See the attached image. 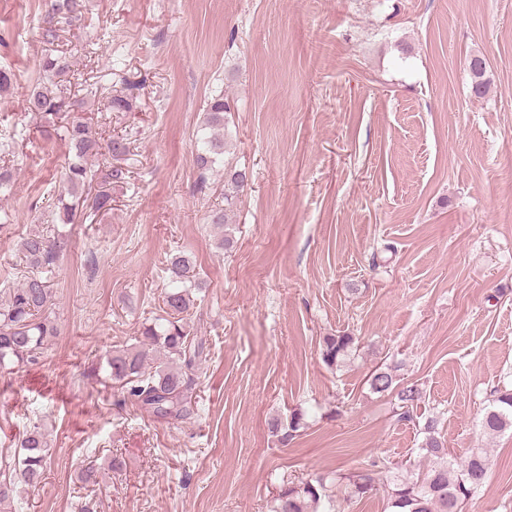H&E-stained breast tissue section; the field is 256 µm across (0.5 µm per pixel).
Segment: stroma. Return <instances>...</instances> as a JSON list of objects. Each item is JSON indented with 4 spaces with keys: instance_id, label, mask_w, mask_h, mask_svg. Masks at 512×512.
Here are the masks:
<instances>
[{
    "instance_id": "stroma-1",
    "label": "stroma",
    "mask_w": 512,
    "mask_h": 512,
    "mask_svg": "<svg viewBox=\"0 0 512 512\" xmlns=\"http://www.w3.org/2000/svg\"><path fill=\"white\" fill-rule=\"evenodd\" d=\"M46 10L0 0L15 174L0 289L24 266L20 237L68 241L50 276L59 336L40 364L0 369V457L38 422L51 460L0 512H270L287 481L400 465L424 436L371 390L379 367L418 385L416 413L453 458L486 449L463 512H512V429L480 425L512 389V0H91L56 48L104 93L135 85L131 111L78 104L98 137L127 139L129 179L111 210L60 228L42 214L68 147L24 111ZM218 95L224 155L202 193L198 130ZM228 163L249 182L217 226ZM176 251L202 283L192 322L209 350L185 423L121 403L105 371L161 314ZM341 331L358 347L331 368L320 343ZM295 412L305 425L281 443L270 424ZM90 461L95 485L78 480Z\"/></svg>"
}]
</instances>
